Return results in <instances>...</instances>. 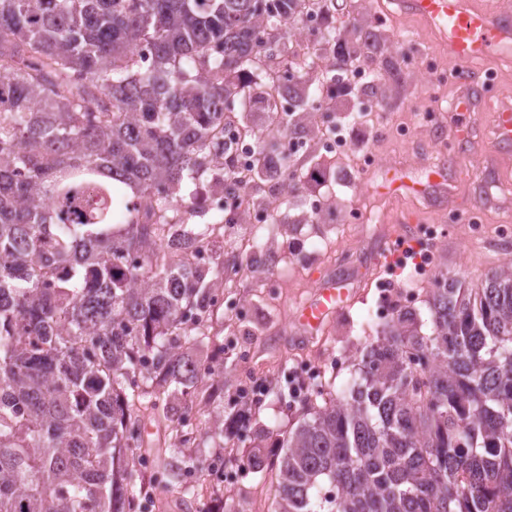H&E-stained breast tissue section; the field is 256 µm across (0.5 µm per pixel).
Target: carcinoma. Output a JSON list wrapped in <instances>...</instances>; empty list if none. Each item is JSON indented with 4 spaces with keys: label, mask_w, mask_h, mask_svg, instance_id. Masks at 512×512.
Here are the masks:
<instances>
[{
    "label": "carcinoma",
    "mask_w": 512,
    "mask_h": 512,
    "mask_svg": "<svg viewBox=\"0 0 512 512\" xmlns=\"http://www.w3.org/2000/svg\"><path fill=\"white\" fill-rule=\"evenodd\" d=\"M308 1L326 25L324 103L384 101L401 60L376 25L334 27L338 0H0V512H149L159 489L193 498L229 462L271 477L272 512H512L508 266L476 283L439 272L429 321L397 311L345 390L311 392L246 456L205 454L247 431L224 401L237 363L213 302L240 253L214 268L170 250L175 229L215 247V225L187 227L195 202L177 194L205 174L246 186L220 127L238 106L247 133L253 109L278 113L252 171L269 191L331 180L279 139L310 135L312 64L286 41ZM263 57L281 68L260 90ZM364 58L384 76L336 83ZM147 418L171 432L149 463Z\"/></svg>",
    "instance_id": "cac0c4a2"
}]
</instances>
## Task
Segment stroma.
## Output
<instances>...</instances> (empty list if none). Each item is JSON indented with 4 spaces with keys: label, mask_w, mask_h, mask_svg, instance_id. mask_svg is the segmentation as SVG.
Listing matches in <instances>:
<instances>
[{
    "label": "stroma",
    "mask_w": 512,
    "mask_h": 512,
    "mask_svg": "<svg viewBox=\"0 0 512 512\" xmlns=\"http://www.w3.org/2000/svg\"><path fill=\"white\" fill-rule=\"evenodd\" d=\"M351 3L350 13L339 16L338 26H345L351 13H362L380 23L400 58L430 60L449 77L436 81L407 71L402 86L381 104L380 114L368 125L343 112L331 113V121L346 132L349 146L325 159L337 181L321 189L320 220H310L302 192L292 193L290 205L281 209L284 223L261 229L264 240L272 242L278 253L274 266L260 277L225 275V299L243 300L246 309L244 319H232L224 336L254 349L250 363L238 364L237 369L268 379L277 376L284 364L315 360L324 364V378H335L337 386H344L351 377L358 342L381 328L378 308L393 303L397 292L406 288L415 295V307L425 310L432 271L374 264L406 216H413L418 226L441 225L435 241L436 265L449 275L475 280L512 262V243L496 238L498 225L512 212V148L494 147V113L468 114L457 109L465 93L479 100L493 90L498 98L512 99V65L484 62L481 76L460 85L450 75L447 46L418 20L401 14L394 0ZM488 73L496 77L491 89L484 79ZM425 113L440 114L439 125L422 124ZM367 151L379 159L371 170L359 166L360 156ZM439 166L446 173L440 185L431 175ZM392 171L399 172L406 184L426 185V193L383 194L378 185ZM476 207L482 211L486 231L479 243L469 240L464 224L448 221L449 212ZM353 208L360 212L361 223H347ZM329 283L353 292L356 303L330 313L315 333L302 331L296 322L298 311ZM338 356L345 358V366L330 368V361ZM219 496L229 503L242 502L245 512L273 509V490L252 468L240 475L231 491H220Z\"/></svg>",
    "instance_id": "stroma-1"
}]
</instances>
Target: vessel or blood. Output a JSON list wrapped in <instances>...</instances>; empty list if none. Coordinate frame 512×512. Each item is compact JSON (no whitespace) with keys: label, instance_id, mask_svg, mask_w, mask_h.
Here are the masks:
<instances>
[{"label":"vessel or blood","instance_id":"1","mask_svg":"<svg viewBox=\"0 0 512 512\" xmlns=\"http://www.w3.org/2000/svg\"><path fill=\"white\" fill-rule=\"evenodd\" d=\"M397 4L401 12L417 17L437 33L460 76H468L474 63L488 58L512 61V53L504 48L506 31L493 13L466 6L463 0H397ZM479 109L494 113L496 143L511 144L512 106L486 100ZM352 300V295L324 287L318 299L301 310L297 322L304 329H315L326 311L346 308Z\"/></svg>","mask_w":512,"mask_h":512}]
</instances>
